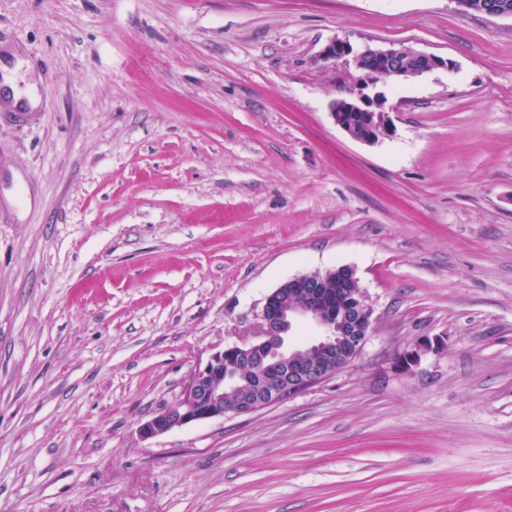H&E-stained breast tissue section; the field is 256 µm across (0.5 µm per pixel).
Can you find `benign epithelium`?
I'll return each mask as SVG.
<instances>
[{
  "mask_svg": "<svg viewBox=\"0 0 512 512\" xmlns=\"http://www.w3.org/2000/svg\"><path fill=\"white\" fill-rule=\"evenodd\" d=\"M454 2L462 11L507 16L490 3L477 7L473 0ZM321 57L333 64L352 63L362 72L355 83L341 81L340 96L331 102L330 115L350 138L367 144L395 134L388 118V99L377 86L452 66L445 58L405 45L358 49L340 39L330 41ZM334 273V288L325 287L326 275L313 273L294 277L267 295L255 335L240 345L214 352L205 363L196 365L175 404L139 424L140 437L149 440L189 424L250 415L350 367L373 332V310L351 268L339 267ZM298 318L313 322L321 334L290 348L288 331ZM430 347V342H421L401 354L398 362L408 368Z\"/></svg>",
  "mask_w": 512,
  "mask_h": 512,
  "instance_id": "benign-epithelium-1",
  "label": "benign epithelium"
}]
</instances>
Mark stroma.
Wrapping results in <instances>:
<instances>
[{"label": "stroma", "mask_w": 512, "mask_h": 512, "mask_svg": "<svg viewBox=\"0 0 512 512\" xmlns=\"http://www.w3.org/2000/svg\"><path fill=\"white\" fill-rule=\"evenodd\" d=\"M452 61L336 126L332 39ZM0 512H512V18L453 0H0ZM354 270L353 366L153 439L288 279ZM432 347L405 369L396 356Z\"/></svg>", "instance_id": "stroma-1"}]
</instances>
